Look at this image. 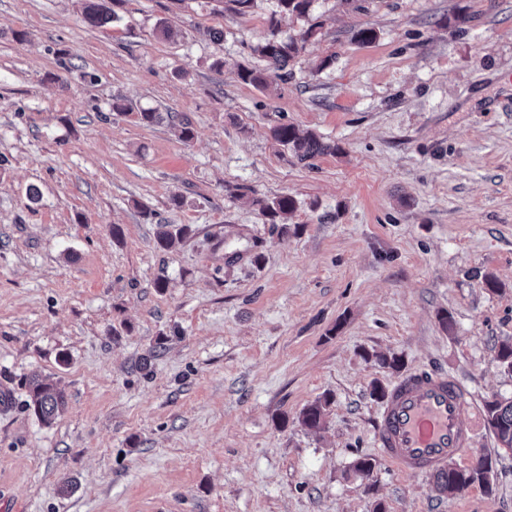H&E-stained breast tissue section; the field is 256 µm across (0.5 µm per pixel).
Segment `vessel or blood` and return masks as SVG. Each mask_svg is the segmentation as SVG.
I'll use <instances>...</instances> for the list:
<instances>
[{
  "instance_id": "obj_1",
  "label": "vessel or blood",
  "mask_w": 512,
  "mask_h": 512,
  "mask_svg": "<svg viewBox=\"0 0 512 512\" xmlns=\"http://www.w3.org/2000/svg\"><path fill=\"white\" fill-rule=\"evenodd\" d=\"M472 403L454 376L415 371L387 393L375 439L380 455L410 474H436L472 450L473 429L463 421Z\"/></svg>"
}]
</instances>
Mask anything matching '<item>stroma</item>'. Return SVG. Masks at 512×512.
<instances>
[{
    "label": "stroma",
    "instance_id": "35a3bbf8",
    "mask_svg": "<svg viewBox=\"0 0 512 512\" xmlns=\"http://www.w3.org/2000/svg\"><path fill=\"white\" fill-rule=\"evenodd\" d=\"M82 4L0 0V512H512L484 412L512 399V0H116L103 27ZM272 15L321 29L264 89L237 70ZM279 124L336 150L301 164ZM281 195L284 230L256 204ZM422 369L471 392L457 465L496 456L491 490L379 458L373 388ZM34 372L68 396L50 426ZM112 112H116L117 115L135 114L138 122L145 125H152L162 120L161 112H157L153 107H140L137 112L133 113V107L121 100L112 103Z\"/></svg>",
    "mask_w": 512,
    "mask_h": 512
}]
</instances>
